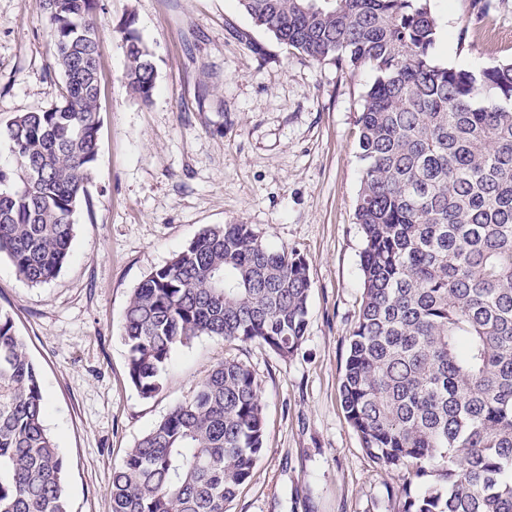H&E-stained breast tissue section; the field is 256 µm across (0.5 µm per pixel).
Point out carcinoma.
<instances>
[{"label": "carcinoma", "instance_id": "obj_1", "mask_svg": "<svg viewBox=\"0 0 512 512\" xmlns=\"http://www.w3.org/2000/svg\"><path fill=\"white\" fill-rule=\"evenodd\" d=\"M239 4L286 48L374 74L357 117L363 293L340 384L347 422L376 464L423 480L416 495L402 488L403 512H512V60L437 64L431 0ZM45 5L61 100L6 126L12 159L0 162V253L36 285L70 256L100 123L97 0ZM134 24L121 27L126 79L147 104L156 68ZM310 288L303 257L251 225L203 229L129 300L131 383L158 395L173 352L202 335L294 355ZM47 409L0 308V512H68ZM264 429L253 372L220 363L113 468L112 512H226Z\"/></svg>", "mask_w": 512, "mask_h": 512}]
</instances>
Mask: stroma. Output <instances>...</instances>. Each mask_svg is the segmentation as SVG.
Listing matches in <instances>:
<instances>
[{
	"label": "stroma",
	"mask_w": 512,
	"mask_h": 512,
	"mask_svg": "<svg viewBox=\"0 0 512 512\" xmlns=\"http://www.w3.org/2000/svg\"><path fill=\"white\" fill-rule=\"evenodd\" d=\"M441 64L512 59V0H431ZM134 18L157 80L129 92L120 25ZM98 155L71 256L51 281L0 254V308L14 318L48 398L69 512H112V469L227 359L253 370L264 451L228 512H401L418 492L386 470L345 418L340 379L361 305L356 116L373 74L316 63L256 26L238 0H98ZM44 0H0V129L60 101ZM249 224L308 264L307 328L283 359L259 341L203 335L181 347L162 392L127 374L123 315L135 288L205 227Z\"/></svg>",
	"instance_id": "35a3bbf8"
}]
</instances>
